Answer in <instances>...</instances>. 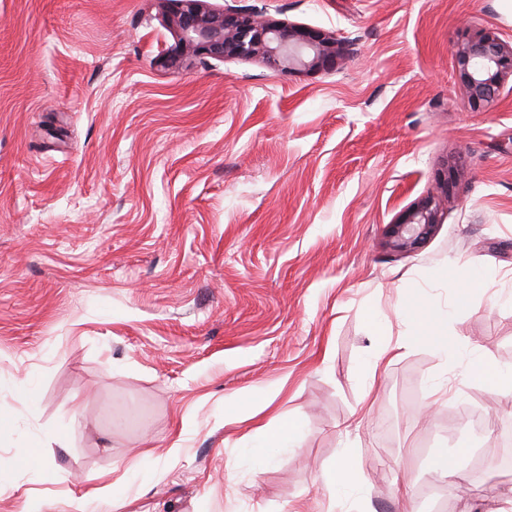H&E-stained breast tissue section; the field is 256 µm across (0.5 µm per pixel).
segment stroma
<instances>
[{"label": "stroma", "instance_id": "obj_1", "mask_svg": "<svg viewBox=\"0 0 512 512\" xmlns=\"http://www.w3.org/2000/svg\"><path fill=\"white\" fill-rule=\"evenodd\" d=\"M234 4L354 53L167 68L176 0H0V512H403L405 487L416 512H460L443 447L497 512L512 477L476 460L512 438V396L467 362L512 366V80L472 111L454 54L472 28L512 43V0ZM456 153L434 235L386 249ZM443 269L488 288L458 303ZM427 297L454 360L419 344L366 386ZM470 406L497 431L449 428ZM288 417L297 446L251 458ZM326 480L336 486H350L355 482L356 473L349 448L343 449L336 464L326 474ZM441 455L438 460L439 467L443 473L455 482L465 481V473L460 464L458 456H462L468 452L467 448L458 451V456L455 454L448 455L446 448H441Z\"/></svg>", "mask_w": 512, "mask_h": 512}]
</instances>
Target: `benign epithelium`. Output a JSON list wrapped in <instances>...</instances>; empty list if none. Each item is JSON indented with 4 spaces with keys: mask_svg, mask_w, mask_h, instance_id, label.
<instances>
[{
    "mask_svg": "<svg viewBox=\"0 0 512 512\" xmlns=\"http://www.w3.org/2000/svg\"><path fill=\"white\" fill-rule=\"evenodd\" d=\"M168 19L175 46L163 52L161 61L178 67L187 60L260 57L275 72L314 67L336 53V39L312 37L301 28L274 23L257 13H242L227 6L222 11L206 7L202 0H181ZM458 78L468 103L475 109L498 100L505 81L512 78V44L503 43L492 31L469 34L455 51ZM464 174L463 157L448 162L447 178L440 185L448 195ZM439 224V203L429 197L410 208L394 224L386 225L385 244L404 252L417 248Z\"/></svg>",
    "mask_w": 512,
    "mask_h": 512,
    "instance_id": "1",
    "label": "benign epithelium"
}]
</instances>
